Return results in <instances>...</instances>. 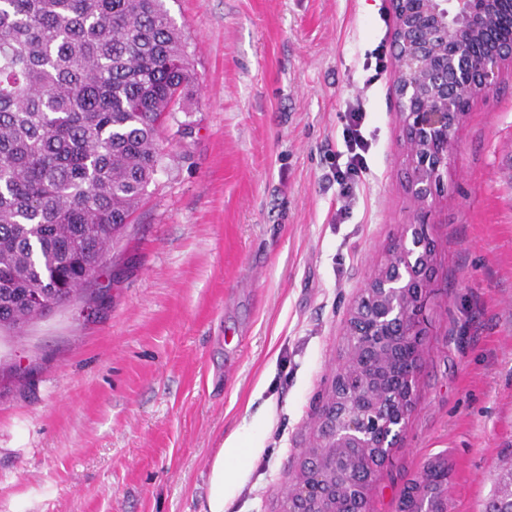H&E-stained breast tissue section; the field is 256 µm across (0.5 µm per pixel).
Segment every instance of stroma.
I'll return each instance as SVG.
<instances>
[{
    "instance_id": "1",
    "label": "stroma",
    "mask_w": 512,
    "mask_h": 512,
    "mask_svg": "<svg viewBox=\"0 0 512 512\" xmlns=\"http://www.w3.org/2000/svg\"><path fill=\"white\" fill-rule=\"evenodd\" d=\"M193 78L91 310L0 337V512H205L211 467L260 428L226 512H279L351 311L413 204L389 0H165ZM385 54L376 68V52ZM373 146L339 217L345 112ZM432 214L436 292L405 437L372 512L448 460V512L512 469V67L475 102Z\"/></svg>"
}]
</instances>
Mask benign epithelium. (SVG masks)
Here are the masks:
<instances>
[{"mask_svg": "<svg viewBox=\"0 0 512 512\" xmlns=\"http://www.w3.org/2000/svg\"><path fill=\"white\" fill-rule=\"evenodd\" d=\"M389 2L399 33L395 84L400 87L406 188L422 211L448 173L457 130L472 103L488 97L505 66H512V38L497 42L475 69L474 38L495 29L504 0ZM408 230L352 310L348 335L357 338L356 347L332 383L317 442L281 512H369L375 473L403 438L415 387L391 395L400 382L389 380V365L396 352L407 353V374L417 377L437 254L436 240L421 219ZM373 448L385 452L365 474L356 461ZM398 512H448L447 483L427 494L406 490Z\"/></svg>", "mask_w": 512, "mask_h": 512, "instance_id": "7a95c632", "label": "benign epithelium"}]
</instances>
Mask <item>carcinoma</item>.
Wrapping results in <instances>:
<instances>
[{"label": "carcinoma", "mask_w": 512, "mask_h": 512, "mask_svg": "<svg viewBox=\"0 0 512 512\" xmlns=\"http://www.w3.org/2000/svg\"><path fill=\"white\" fill-rule=\"evenodd\" d=\"M190 80L165 0H0V329L69 303L154 179Z\"/></svg>", "instance_id": "cac0c4a2"}]
</instances>
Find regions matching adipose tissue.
<instances>
[{
	"mask_svg": "<svg viewBox=\"0 0 512 512\" xmlns=\"http://www.w3.org/2000/svg\"><path fill=\"white\" fill-rule=\"evenodd\" d=\"M257 453L256 443L248 434L236 433L225 440L211 468L207 512H224Z\"/></svg>",
	"mask_w": 512,
	"mask_h": 512,
	"instance_id": "obj_1",
	"label": "adipose tissue"
}]
</instances>
